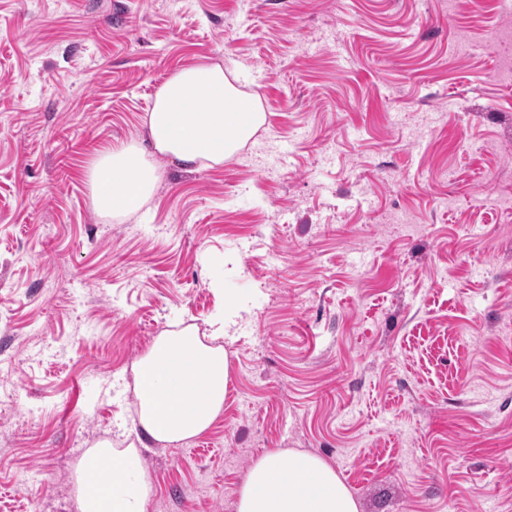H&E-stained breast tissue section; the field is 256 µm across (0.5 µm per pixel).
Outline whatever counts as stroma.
Returning a JSON list of instances; mask_svg holds the SVG:
<instances>
[{"label":"stroma","mask_w":512,"mask_h":512,"mask_svg":"<svg viewBox=\"0 0 512 512\" xmlns=\"http://www.w3.org/2000/svg\"><path fill=\"white\" fill-rule=\"evenodd\" d=\"M506 54L512 0H0V512H79L104 440L148 512H236L274 448L360 512H512ZM200 62L264 124L100 216L90 165ZM220 314L222 413L152 440L134 365Z\"/></svg>","instance_id":"35a3bbf8"}]
</instances>
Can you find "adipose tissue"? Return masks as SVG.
I'll list each match as a JSON object with an SVG mask.
<instances>
[{
	"label": "adipose tissue",
	"mask_w": 512,
	"mask_h": 512,
	"mask_svg": "<svg viewBox=\"0 0 512 512\" xmlns=\"http://www.w3.org/2000/svg\"><path fill=\"white\" fill-rule=\"evenodd\" d=\"M265 122L260 104L241 95L218 63L175 71L148 114L151 150L184 166L212 167L237 153ZM148 150V151H151ZM137 145L104 150L88 171L97 211L139 210L153 195L159 169ZM210 343L197 328L162 336L134 367L139 423L155 440L174 444L211 427L224 408L229 362L213 340L224 320L210 324ZM80 512H147L148 479L135 452L108 444L92 448L79 467ZM236 512H359L335 471L306 453L267 451L248 471Z\"/></svg>",
	"instance_id": "obj_1"
}]
</instances>
